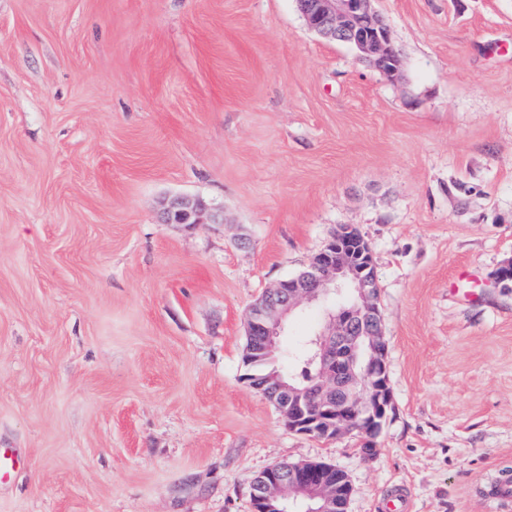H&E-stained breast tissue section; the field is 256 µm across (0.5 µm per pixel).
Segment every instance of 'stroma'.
Segmentation results:
<instances>
[{
  "mask_svg": "<svg viewBox=\"0 0 512 512\" xmlns=\"http://www.w3.org/2000/svg\"><path fill=\"white\" fill-rule=\"evenodd\" d=\"M375 7L401 80L296 0H0V512H249L304 460L348 512H512L478 492L512 466V0ZM343 225L389 342L369 456L243 380L248 308ZM217 222V214L211 213L209 207L199 198L178 195L164 202L161 221L165 224H209Z\"/></svg>",
  "mask_w": 512,
  "mask_h": 512,
  "instance_id": "stroma-1",
  "label": "stroma"
}]
</instances>
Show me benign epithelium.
<instances>
[{"mask_svg":"<svg viewBox=\"0 0 512 512\" xmlns=\"http://www.w3.org/2000/svg\"><path fill=\"white\" fill-rule=\"evenodd\" d=\"M307 26L318 36L353 46L383 74L401 77V57L389 26L374 0H296ZM217 220L199 198L178 195L164 202V224H207ZM354 293L357 299L326 311L318 337L319 370L300 387H277L288 427L304 435L333 440L347 424L371 441L392 408L388 342L378 306L373 259L362 269L336 251V236L314 254L298 275L280 281L250 308L245 335L268 354L278 349L286 318L304 302ZM351 492L335 487L304 461L278 464L262 472L253 486L250 512H288L300 501H314V512H340Z\"/></svg>","mask_w":512,"mask_h":512,"instance_id":"1","label":"benign epithelium"}]
</instances>
